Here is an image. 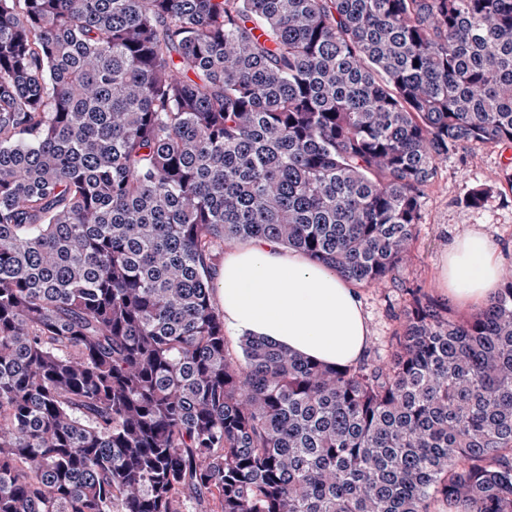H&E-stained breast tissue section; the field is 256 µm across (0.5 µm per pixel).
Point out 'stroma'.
<instances>
[{
  "instance_id": "1",
  "label": "stroma",
  "mask_w": 512,
  "mask_h": 512,
  "mask_svg": "<svg viewBox=\"0 0 512 512\" xmlns=\"http://www.w3.org/2000/svg\"><path fill=\"white\" fill-rule=\"evenodd\" d=\"M512 171V144L476 146L449 156L421 200L420 222L415 228L413 257L396 279L358 290L370 331L369 347L380 360L393 351L397 315L406 303L407 286H421L439 300L447 295L437 286L443 253L452 242L469 232L486 234L500 247L512 270V184L503 178ZM485 189L480 204L469 202L472 189Z\"/></svg>"
}]
</instances>
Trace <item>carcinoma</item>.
Listing matches in <instances>:
<instances>
[{"mask_svg": "<svg viewBox=\"0 0 512 512\" xmlns=\"http://www.w3.org/2000/svg\"><path fill=\"white\" fill-rule=\"evenodd\" d=\"M512 144V0H0V512H512V275L331 368L214 302L266 238L393 276Z\"/></svg>", "mask_w": 512, "mask_h": 512, "instance_id": "cac0c4a2", "label": "carcinoma"}]
</instances>
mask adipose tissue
Instances as JSON below:
<instances>
[{"label":"adipose tissue","mask_w":512,"mask_h":512,"mask_svg":"<svg viewBox=\"0 0 512 512\" xmlns=\"http://www.w3.org/2000/svg\"><path fill=\"white\" fill-rule=\"evenodd\" d=\"M504 273L497 245L473 231L443 254L438 283L462 306L488 304ZM224 324L328 366L359 360L369 328L352 284L273 240L227 244L216 275Z\"/></svg>","instance_id":"ef3b65f1"}]
</instances>
